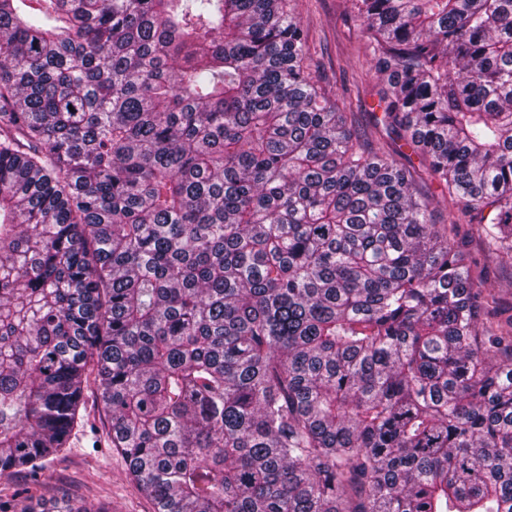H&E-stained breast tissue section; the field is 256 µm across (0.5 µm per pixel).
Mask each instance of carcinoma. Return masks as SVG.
I'll return each mask as SVG.
<instances>
[{"mask_svg":"<svg viewBox=\"0 0 512 512\" xmlns=\"http://www.w3.org/2000/svg\"><path fill=\"white\" fill-rule=\"evenodd\" d=\"M369 150L286 0H0V474L95 375L156 512H512V0H353ZM418 188L423 194L429 196L434 208V220L437 224H442L448 216V201H445L439 194L437 184L424 179L419 181ZM486 288H495L504 298L512 301V264L493 262Z\"/></svg>","mask_w":512,"mask_h":512,"instance_id":"carcinoma-1","label":"carcinoma"}]
</instances>
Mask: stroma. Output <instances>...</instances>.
<instances>
[{
	"mask_svg": "<svg viewBox=\"0 0 512 512\" xmlns=\"http://www.w3.org/2000/svg\"><path fill=\"white\" fill-rule=\"evenodd\" d=\"M303 30L310 71L341 111L357 115L363 140L385 138L375 127L386 88L373 67L370 41L352 18L351 0H288ZM83 419L66 446L38 473L19 468L0 476L5 512H155L113 448L96 385L83 393Z\"/></svg>",
	"mask_w": 512,
	"mask_h": 512,
	"instance_id": "obj_1",
	"label": "stroma"
}]
</instances>
